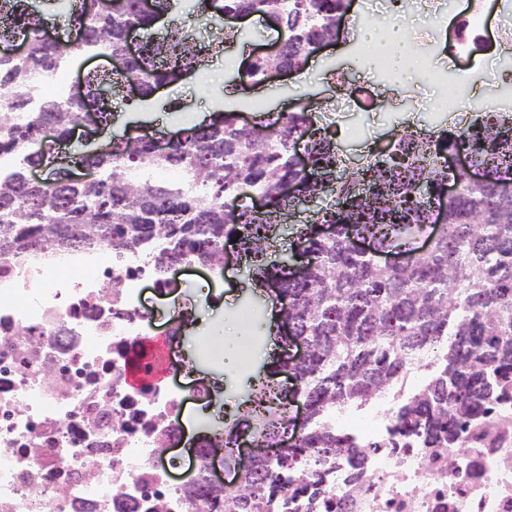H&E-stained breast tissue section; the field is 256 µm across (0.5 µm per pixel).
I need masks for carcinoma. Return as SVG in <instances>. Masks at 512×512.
<instances>
[{"label": "carcinoma", "mask_w": 512, "mask_h": 512, "mask_svg": "<svg viewBox=\"0 0 512 512\" xmlns=\"http://www.w3.org/2000/svg\"><path fill=\"white\" fill-rule=\"evenodd\" d=\"M59 12L80 25L82 40L63 46L29 40V59L0 62V91L11 95L12 111L0 112V154L23 150L20 164L0 177V254L21 257L37 250L90 252L105 246L117 256L144 251L155 272L185 256L215 267L231 246L247 260L253 288L275 280L279 303L294 334L310 345L309 356L291 361L283 350L268 377L288 372L300 385L307 419L298 443L269 460L240 461L236 489L216 494L205 483L190 496L210 495L215 512H341L345 499L329 496L340 469L350 488L364 481L373 445H361L336 429V411L362 407L398 384L412 361L429 357L425 384L391 416V444L408 448H452L462 436L492 427L512 408V197L499 186L512 183V110L469 119L454 138L441 131L421 137L405 132L392 152L347 172L336 144L313 128L309 112H290L276 126L262 115L246 128L234 111L220 110L206 125L181 130L164 157L151 142L128 136L104 154H83L78 163L96 170L92 183L59 174L39 187L29 172L46 162L45 144L68 138L81 114L92 107L104 121L116 106L101 94L137 80L141 98L153 95L187 72L205 65V54L184 28L174 26L161 41L148 40L126 69L86 74L85 93L65 105L45 102L27 110V71L34 64L53 71L71 53L98 49L110 57L124 52L131 25L145 28L168 0L142 7V0H55ZM246 9L284 19V39L311 40L330 34L348 11V0H207L199 16L217 18ZM45 24L26 0H0V39ZM267 61L255 60L240 74L258 84ZM304 144L312 168H295L293 149ZM464 149L470 165L486 175L482 184L465 173H448L447 154ZM174 169L161 182L143 168ZM459 183L458 195L441 201L435 193ZM288 178L291 197L280 193ZM267 199L256 212L243 206L241 188ZM332 195L295 231L306 271L268 261L278 232L301 198ZM445 213L436 223L435 210ZM329 224V237L317 225ZM369 237L378 252L404 251L399 269L378 264L374 254L351 247L353 233ZM271 385L250 386L241 423L259 441L274 440L288 413Z\"/></svg>", "instance_id": "1"}]
</instances>
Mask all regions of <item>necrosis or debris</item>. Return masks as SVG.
<instances>
[{
	"label": "necrosis or debris",
	"instance_id": "necrosis-or-debris-1",
	"mask_svg": "<svg viewBox=\"0 0 512 512\" xmlns=\"http://www.w3.org/2000/svg\"><path fill=\"white\" fill-rule=\"evenodd\" d=\"M418 23L419 60L448 100L419 112L511 108L512 84L496 99L466 89L512 71V0H404ZM162 288L147 259L84 254L0 256V512H211L188 502L186 481L210 478L189 428L226 417L229 387L194 375L180 338L197 326L169 307L159 360L171 382L126 380L125 360L155 339L143 282ZM351 433L377 442L348 512H512V422L454 448H395L385 420L366 414Z\"/></svg>",
	"mask_w": 512,
	"mask_h": 512
}]
</instances>
